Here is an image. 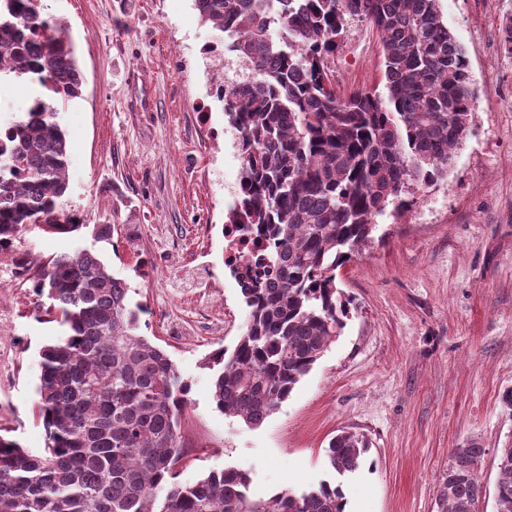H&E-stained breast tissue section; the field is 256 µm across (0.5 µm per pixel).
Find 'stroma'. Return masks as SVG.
<instances>
[{
  "instance_id": "obj_1",
  "label": "stroma",
  "mask_w": 512,
  "mask_h": 512,
  "mask_svg": "<svg viewBox=\"0 0 512 512\" xmlns=\"http://www.w3.org/2000/svg\"><path fill=\"white\" fill-rule=\"evenodd\" d=\"M64 20L83 75L82 96L60 111L69 153L66 208L108 224L32 230L23 246L45 262L96 248L146 310L140 332L191 385L181 421L180 482L235 467L250 496L268 499L334 480L326 448L338 430L371 443L343 480L349 512H437L449 453L485 450L480 512H496L495 458L512 439V57L499 45L512 0H440L470 62L477 101L471 133L447 178L411 207L378 219L371 243L337 273L357 313L280 409L258 427L212 400L214 352L233 351L248 309L224 267L222 228L234 202L225 182L241 161L213 96L204 46L223 35L194 0H46ZM379 35L354 21L330 58L339 92L382 88ZM224 131L206 151L197 115ZM31 283L0 261V436L43 452L35 415L40 351L61 335Z\"/></svg>"
}]
</instances>
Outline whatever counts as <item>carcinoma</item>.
I'll list each match as a JSON object with an SVG mask.
<instances>
[{"label": "carcinoma", "mask_w": 512, "mask_h": 512, "mask_svg": "<svg viewBox=\"0 0 512 512\" xmlns=\"http://www.w3.org/2000/svg\"><path fill=\"white\" fill-rule=\"evenodd\" d=\"M246 66L225 99L241 135L240 195L229 221L265 242L241 289L245 330L220 349L212 383L218 411L259 427L342 334L357 306L336 270L368 243L377 218L411 206L415 187L448 173L475 107L469 61L444 24L440 0H194ZM381 37L386 94H340L328 61L348 24ZM46 90L13 121L0 146V256L26 267L24 234L85 227L64 207L68 146L57 104L81 97L83 77L66 26L42 0H0V53ZM28 183L19 189L18 172ZM33 288L62 336L40 351L38 417L44 454L0 436V512H345L322 481L266 500L227 467L177 480L180 416L190 385L169 356L138 333L144 308L100 255L84 248L42 265ZM367 440L341 431L327 449L340 475L360 468ZM485 449H452L437 512H478ZM497 512H512V445L499 449Z\"/></svg>", "instance_id": "obj_1"}]
</instances>
